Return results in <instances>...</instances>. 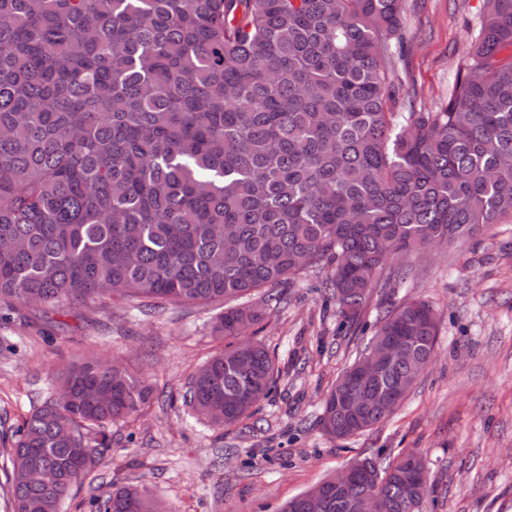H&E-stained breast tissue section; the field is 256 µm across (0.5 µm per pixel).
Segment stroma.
<instances>
[{
	"instance_id": "35a3bbf8",
	"label": "stroma",
	"mask_w": 512,
	"mask_h": 512,
	"mask_svg": "<svg viewBox=\"0 0 512 512\" xmlns=\"http://www.w3.org/2000/svg\"><path fill=\"white\" fill-rule=\"evenodd\" d=\"M485 0H405L404 39L390 80L399 112L447 102L477 37ZM324 270H306L283 301L252 298L253 328L281 367L258 411L217 430L182 402L192 374L223 345L218 304L144 311L133 303L77 306L0 318V446L55 387L91 356L117 360L153 391L139 416L112 423L104 460L65 499L85 512L90 494L146 487L164 512H279L352 460L421 453L429 470L422 512H512V218L424 257L409 285L371 298L367 325L339 324ZM421 298L440 319L436 354L383 423L335 439L319 426L325 394L366 349L372 323L393 302Z\"/></svg>"
}]
</instances>
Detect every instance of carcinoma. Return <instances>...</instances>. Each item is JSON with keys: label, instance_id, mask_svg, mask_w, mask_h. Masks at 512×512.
<instances>
[{"label": "carcinoma", "instance_id": "cac0c4a2", "mask_svg": "<svg viewBox=\"0 0 512 512\" xmlns=\"http://www.w3.org/2000/svg\"><path fill=\"white\" fill-rule=\"evenodd\" d=\"M403 0H0V311L77 303L224 304V347L184 403L230 427L268 397L280 368L248 336L261 288L330 268L336 318L413 273L399 255L445 249L512 217V0H486L471 62L434 112L392 111V42ZM439 320L423 299L389 306L371 341L403 361L348 367L322 430L346 439L384 421L431 361ZM151 389L117 361L86 360L18 426L11 512H60L110 448L108 425ZM369 410L356 418L345 402ZM85 448L90 464L72 449ZM417 452L352 462L320 512H420ZM59 481L46 486L39 473ZM91 512H163L129 484Z\"/></svg>", "mask_w": 512, "mask_h": 512}]
</instances>
